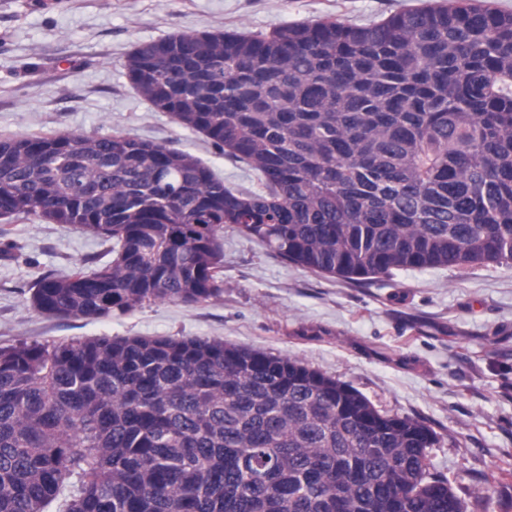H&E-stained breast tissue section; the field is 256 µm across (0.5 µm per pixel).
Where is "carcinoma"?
Here are the masks:
<instances>
[{"label":"carcinoma","mask_w":512,"mask_h":512,"mask_svg":"<svg viewBox=\"0 0 512 512\" xmlns=\"http://www.w3.org/2000/svg\"><path fill=\"white\" fill-rule=\"evenodd\" d=\"M134 90L258 175L108 134L0 140V218L112 244L42 275L47 317L224 292L232 226L360 282L512 263V13L477 0L368 25L203 31L136 46ZM436 434L299 359L217 339L101 336L0 347V512H467L430 472Z\"/></svg>","instance_id":"carcinoma-1"}]
</instances>
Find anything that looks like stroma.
I'll return each mask as SVG.
<instances>
[{
    "mask_svg": "<svg viewBox=\"0 0 512 512\" xmlns=\"http://www.w3.org/2000/svg\"><path fill=\"white\" fill-rule=\"evenodd\" d=\"M429 0H0V137L109 133L165 143L226 186L260 191L256 173L155 110L124 64L138 44L213 30L269 32L335 16L368 24ZM0 238V346L98 336L200 337L297 358L389 414L437 436L435 473L477 512H512V264L408 269L356 283L318 275L225 229L224 292L159 301L109 318H56L30 305L43 274L110 261L108 245L69 224L9 223Z\"/></svg>",
    "mask_w": 512,
    "mask_h": 512,
    "instance_id": "stroma-1",
    "label": "stroma"
}]
</instances>
